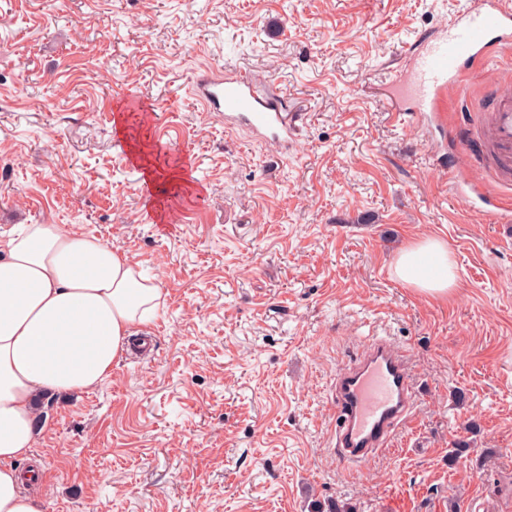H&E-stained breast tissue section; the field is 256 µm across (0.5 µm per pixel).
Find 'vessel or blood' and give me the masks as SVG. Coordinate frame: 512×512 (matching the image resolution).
I'll list each match as a JSON object with an SVG mask.
<instances>
[{
    "label": "vessel or blood",
    "mask_w": 512,
    "mask_h": 512,
    "mask_svg": "<svg viewBox=\"0 0 512 512\" xmlns=\"http://www.w3.org/2000/svg\"><path fill=\"white\" fill-rule=\"evenodd\" d=\"M512 48V0H468V5L433 35H422L407 65L389 84L391 109L423 127L447 123L448 91L464 75L462 64L476 68ZM260 78L227 69L198 76L193 90L203 111L218 112L225 128L246 127L254 136L287 147L293 125L284 108L286 92L259 93ZM488 109L461 131L456 147L479 159L499 186L512 189V94L488 91ZM478 212L496 224L512 223V208L482 197ZM336 421L333 436L340 458L352 465L371 461L387 446L409 416L415 392L401 349L391 339L371 336L354 364L339 372L334 384Z\"/></svg>",
    "instance_id": "b4317fda"
}]
</instances>
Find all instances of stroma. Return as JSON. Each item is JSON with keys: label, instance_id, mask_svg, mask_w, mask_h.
Listing matches in <instances>:
<instances>
[{"label": "stroma", "instance_id": "obj_1", "mask_svg": "<svg viewBox=\"0 0 512 512\" xmlns=\"http://www.w3.org/2000/svg\"><path fill=\"white\" fill-rule=\"evenodd\" d=\"M462 0H0V239L60 224L163 291L94 389L50 396L22 468L45 512H512V223L450 183L475 172L388 110L384 73ZM231 66L302 110L288 149L225 130L192 94ZM127 132L190 189L141 185ZM447 244L456 285L392 277ZM418 400L370 463L333 450L329 388L370 332ZM392 273L401 283L428 295H445L456 283L448 246L432 238L401 251L393 261Z\"/></svg>", "mask_w": 512, "mask_h": 512}]
</instances>
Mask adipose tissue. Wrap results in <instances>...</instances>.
<instances>
[{"label":"adipose tissue","mask_w":512,"mask_h":512,"mask_svg":"<svg viewBox=\"0 0 512 512\" xmlns=\"http://www.w3.org/2000/svg\"><path fill=\"white\" fill-rule=\"evenodd\" d=\"M127 156L144 183L188 182L181 168L159 171L145 141H129ZM392 273L428 295L456 283L447 245L432 238L401 251ZM161 296L93 235L26 224L0 243V512H44L43 500L24 489L39 473L19 467L36 446L39 398L98 385Z\"/></svg>","instance_id":"1"}]
</instances>
